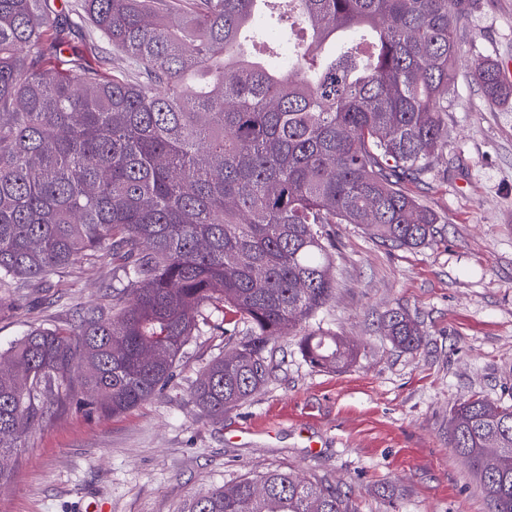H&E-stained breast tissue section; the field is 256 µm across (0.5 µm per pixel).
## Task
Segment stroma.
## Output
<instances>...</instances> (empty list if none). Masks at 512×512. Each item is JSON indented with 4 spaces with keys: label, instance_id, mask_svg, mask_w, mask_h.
<instances>
[{
    "label": "stroma",
    "instance_id": "stroma-1",
    "mask_svg": "<svg viewBox=\"0 0 512 512\" xmlns=\"http://www.w3.org/2000/svg\"><path fill=\"white\" fill-rule=\"evenodd\" d=\"M448 103V146L435 158L424 203L441 218L424 247L393 249L355 224H333L336 292L323 329L354 342L341 371L304 360L296 336L268 349L270 376L214 419L192 385L222 353L204 328L167 385L119 415L69 410L34 430L0 485V512H186L195 495L250 472L325 475L355 512H489L487 498L448 441V410L478 394L512 403V107L489 105L467 78L483 58L512 65V0L477 9ZM112 258L77 260L65 274L0 306V348L31 326H73L108 302ZM402 307L424 332L414 353L381 321Z\"/></svg>",
    "mask_w": 512,
    "mask_h": 512
}]
</instances>
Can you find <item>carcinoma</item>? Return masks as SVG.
Masks as SVG:
<instances>
[{"mask_svg":"<svg viewBox=\"0 0 512 512\" xmlns=\"http://www.w3.org/2000/svg\"><path fill=\"white\" fill-rule=\"evenodd\" d=\"M258 0H0V294L110 252L112 304L74 327L28 329L0 352V484L29 434L70 408L124 413L174 377L199 323L229 348L199 374L212 418L266 382L265 352L299 337L312 367L356 348L310 327L336 287L328 224L382 244H429L440 217L410 192L448 145V96L478 0H263L288 25L248 53ZM133 61L111 72L71 49L73 12ZM491 103L512 82L485 59L469 74ZM246 325V333L237 331ZM398 348L418 323L388 311ZM448 437L490 512H512V404L473 395ZM187 512H355L326 478L268 470L195 496Z\"/></svg>","mask_w":512,"mask_h":512,"instance_id":"carcinoma-1","label":"carcinoma"}]
</instances>
